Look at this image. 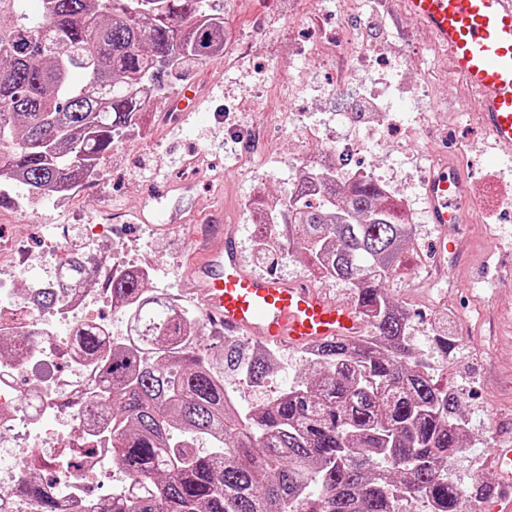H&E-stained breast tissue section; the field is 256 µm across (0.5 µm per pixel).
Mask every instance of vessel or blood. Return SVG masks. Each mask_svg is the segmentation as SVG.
<instances>
[{
    "label": "vessel or blood",
    "mask_w": 512,
    "mask_h": 512,
    "mask_svg": "<svg viewBox=\"0 0 512 512\" xmlns=\"http://www.w3.org/2000/svg\"><path fill=\"white\" fill-rule=\"evenodd\" d=\"M452 62L478 108L484 136L512 154V0H399ZM426 213L441 226L460 223L480 204L466 195L456 173L440 167L424 184ZM188 288L207 320L225 336H251L268 343L311 347L363 335L365 321L353 303L276 274L249 272L238 225L209 224L204 244L187 266ZM491 460L501 475L488 512H512V443H500Z\"/></svg>",
    "instance_id": "vessel-or-blood-1"
}]
</instances>
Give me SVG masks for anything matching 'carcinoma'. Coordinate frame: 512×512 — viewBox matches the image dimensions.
Here are the masks:
<instances>
[{"label": "carcinoma", "mask_w": 512, "mask_h": 512, "mask_svg": "<svg viewBox=\"0 0 512 512\" xmlns=\"http://www.w3.org/2000/svg\"><path fill=\"white\" fill-rule=\"evenodd\" d=\"M224 51V14L207 0H0V183L19 175L32 195L88 181L151 100ZM371 180L341 187L327 163L294 184L271 213L288 246L327 281L354 288L371 334L307 350L309 372L247 411L198 347L203 322L161 305L147 281L112 272V305L141 341L77 328L99 368L112 462L132 484L102 512H476L495 491L448 475L469 448L459 395L420 360L408 314L384 293L396 273L402 224ZM56 304L53 291L28 293ZM252 387L275 366L260 349L226 354ZM209 442L204 450L198 442ZM61 488L20 490L56 512Z\"/></svg>", "instance_id": "cac0c4a2"}]
</instances>
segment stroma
Segmentation results:
<instances>
[{
	"label": "stroma",
	"mask_w": 512,
	"mask_h": 512,
	"mask_svg": "<svg viewBox=\"0 0 512 512\" xmlns=\"http://www.w3.org/2000/svg\"><path fill=\"white\" fill-rule=\"evenodd\" d=\"M224 13V52L191 72L197 110L172 111L173 95L158 97L139 135L106 156L94 179L66 199L48 197L35 210L0 204V232L18 246L10 264L22 268L17 290L42 276L45 227H69L67 251L87 248L85 225L103 224L101 256L90 273L92 292L108 287L117 265L151 266L149 289L172 293L193 312L201 307L185 293V259L192 230L212 213L241 227L247 270L275 272L347 299L350 284L320 279L309 261L288 253L277 225L256 219L259 203L284 196L302 166L322 156L324 135L358 141L360 152L341 162L344 174L376 176L403 198L412 234L402 271L384 282L404 307L423 359L440 384L457 388L470 450L451 468L463 483L481 477L499 485L490 463L498 440L512 438V222L501 197L512 196V159L484 140L477 108L451 62L430 34L400 11L398 0H215ZM362 32L384 74L378 97L336 68L350 53L349 37ZM448 162L478 195L483 220L455 227L457 249L445 270L434 266L431 247L440 230L422 199L424 172ZM277 234L275 263L257 257L254 240ZM440 336L454 345L441 353ZM251 337L224 339L206 329L200 340L235 403L250 409L303 377L301 350H280V364L264 388L240 380L225 362L230 346L247 352Z\"/></svg>",
	"instance_id": "obj_1"
}]
</instances>
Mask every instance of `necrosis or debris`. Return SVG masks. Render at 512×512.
Instances as JSON below:
<instances>
[{
	"label": "necrosis or debris",
	"instance_id": "obj_1",
	"mask_svg": "<svg viewBox=\"0 0 512 512\" xmlns=\"http://www.w3.org/2000/svg\"><path fill=\"white\" fill-rule=\"evenodd\" d=\"M36 285L55 290L54 311L27 302L21 315H11L13 291L0 287V324L23 342L22 353L9 363V378L0 381V512H41L36 498L19 492L31 476L35 452L63 490L58 512H94L88 480L104 476L108 489L119 493L129 479L111 468V450L100 435L106 417L92 396L97 367L58 326L95 323L96 300L88 288L73 287L61 266Z\"/></svg>",
	"mask_w": 512,
	"mask_h": 512
}]
</instances>
